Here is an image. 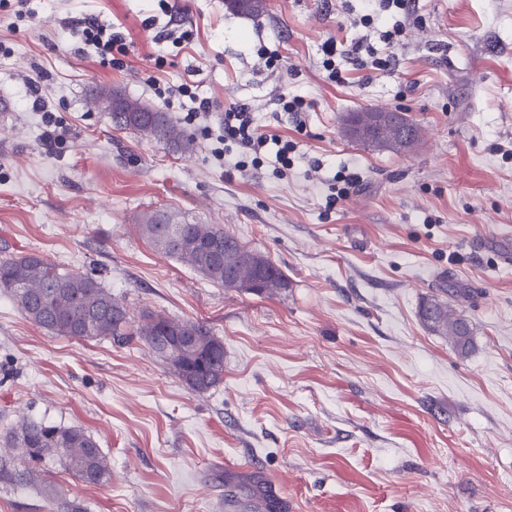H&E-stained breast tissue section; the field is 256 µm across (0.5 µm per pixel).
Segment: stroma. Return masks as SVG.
<instances>
[{
	"instance_id": "35a3bbf8",
	"label": "stroma",
	"mask_w": 512,
	"mask_h": 512,
	"mask_svg": "<svg viewBox=\"0 0 512 512\" xmlns=\"http://www.w3.org/2000/svg\"><path fill=\"white\" fill-rule=\"evenodd\" d=\"M169 3L0 9V258L95 270L135 320L207 322L224 379L191 392L142 342L54 335L0 293V449L25 421L80 427L110 472L89 486L47 456L33 483L0 484V512L64 499L87 512H253L256 481L280 512H512V265L498 248L512 247V0H416L408 19L383 12L367 27L365 0H266L256 17L224 0ZM88 17L125 35L123 66L71 31ZM175 20L191 41L168 39ZM399 20L406 33L387 48ZM332 36L393 50L395 69L349 64L330 83ZM263 46L282 67H266ZM153 77L210 98L204 125L185 124L191 101L167 104ZM94 85L183 122L193 151L115 129ZM282 94L310 100L302 123L281 113ZM242 103L293 142L287 175L271 151L242 170L213 157L225 108ZM374 107L420 123L413 152L342 137L344 114ZM346 168L361 182L340 200ZM153 209L224 227L288 288L239 293L157 253L137 226ZM431 295L471 321L468 357L421 323Z\"/></svg>"
}]
</instances>
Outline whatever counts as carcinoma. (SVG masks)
Instances as JSON below:
<instances>
[{"instance_id": "obj_1", "label": "carcinoma", "mask_w": 512, "mask_h": 512, "mask_svg": "<svg viewBox=\"0 0 512 512\" xmlns=\"http://www.w3.org/2000/svg\"><path fill=\"white\" fill-rule=\"evenodd\" d=\"M227 8L240 15L257 16L265 0H225ZM126 112H112L115 126L140 136L166 142L183 151L191 148L178 124L165 112H146L148 104L125 97ZM404 134L410 143L420 142L421 127L413 118L385 129L383 138ZM139 232L159 253L184 261L205 279L224 286V264L237 267L242 278L256 277L254 258L262 259L269 284L255 292L270 297L288 288V278L271 260L214 224H194L171 211H145ZM0 291L12 297L23 315L36 326L56 336L89 340L111 338L119 343L142 341L162 358L192 392L204 393L224 378V342L202 321L175 320L146 313L135 322L127 309L112 297L99 278L89 272L61 271L34 253L0 258ZM419 317L431 332L448 337L454 351L467 357L473 347L470 321L452 313L448 302L436 296L423 300ZM10 450L0 454V481L29 483L46 455L66 460L69 471L80 481L98 485L108 470L97 441L79 427H62L26 421L13 431Z\"/></svg>"}]
</instances>
